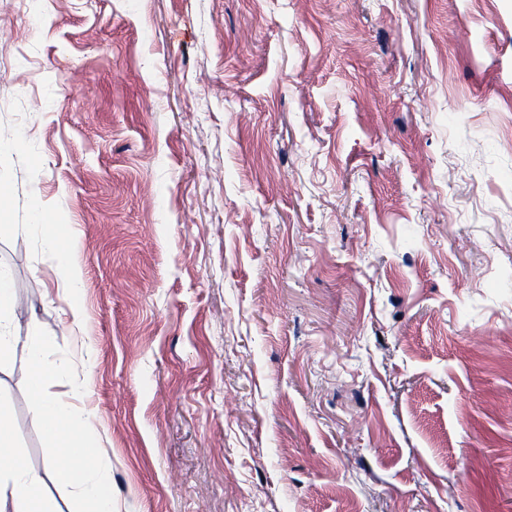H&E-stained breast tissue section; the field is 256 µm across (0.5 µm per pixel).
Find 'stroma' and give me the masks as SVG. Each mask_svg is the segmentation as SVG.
<instances>
[{
  "label": "stroma",
  "instance_id": "35a3bbf8",
  "mask_svg": "<svg viewBox=\"0 0 512 512\" xmlns=\"http://www.w3.org/2000/svg\"><path fill=\"white\" fill-rule=\"evenodd\" d=\"M0 271L60 512H512V0H0ZM26 343L31 390L38 403L36 418L56 448L50 465L65 470L68 482L79 490L85 500L84 512H114L110 485L93 481L101 460L98 435L82 414L44 393V387L56 373L45 357L50 338L26 336Z\"/></svg>",
  "mask_w": 512,
  "mask_h": 512
}]
</instances>
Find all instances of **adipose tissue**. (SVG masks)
Returning a JSON list of instances; mask_svg holds the SVG:
<instances>
[{"label": "adipose tissue", "instance_id": "ef3b65f1", "mask_svg": "<svg viewBox=\"0 0 512 512\" xmlns=\"http://www.w3.org/2000/svg\"><path fill=\"white\" fill-rule=\"evenodd\" d=\"M26 343L31 390L38 403L36 418L56 448L52 465L62 467L68 482L79 490L85 500L84 512H114L109 484L94 479L101 460L97 434L82 414L44 393L55 375L45 357L49 337L30 336ZM12 446V419L0 409V512H59L54 499L45 493L40 475Z\"/></svg>", "mask_w": 512, "mask_h": 512}]
</instances>
